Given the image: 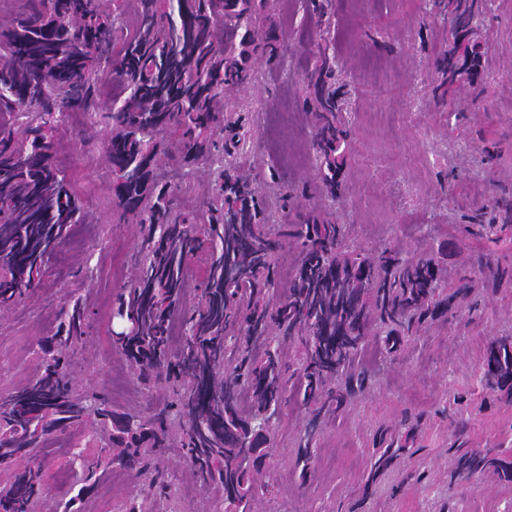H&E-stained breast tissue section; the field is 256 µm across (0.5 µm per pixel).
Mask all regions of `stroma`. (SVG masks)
<instances>
[{"label": "stroma", "instance_id": "1", "mask_svg": "<svg viewBox=\"0 0 512 512\" xmlns=\"http://www.w3.org/2000/svg\"><path fill=\"white\" fill-rule=\"evenodd\" d=\"M331 11L336 55L353 104L344 115L352 136L341 191L333 200L321 194L302 109L304 71L316 39V18L306 0H277L279 59L255 57L254 81L224 93L225 120L241 124L239 175L265 192L277 224L291 220L278 194L286 186L298 190L299 206L332 211L349 240L373 252L391 248L417 255L460 241L462 216L483 212L497 198L512 200V0H492L474 37L483 50L485 90L479 95L463 81L448 94L436 92L440 76L434 64L453 41L443 14L430 13L425 0H332ZM103 129L79 112L67 114L57 129L55 162L71 177L85 220L54 255L35 294L0 312V395L36 373V340L74 296L98 317L96 334L74 352L77 378L110 392L115 409L145 414L157 398L139 386L107 335L112 300L132 275L140 237L137 225L112 221V172L99 141ZM80 131L88 145L76 140ZM158 175L177 186L183 208L206 211L208 161L190 176L172 164L160 166ZM503 330H512V284L480 298L471 319L433 324L395 359L368 348L365 359L375 377L342 414L322 423L304 483L294 459L306 411L289 405L265 471L271 492L254 512H435L445 501L454 512H512V484L491 474L466 485L448 477L454 396L467 397L472 448L512 449V406L482 405L476 376L490 337ZM116 376L126 382L125 396L111 392ZM407 410L425 414L413 455L365 487L374 433L396 425ZM100 453L99 444L80 431L49 440L40 454L48 464L41 512H57L61 501L77 493L71 481L58 480V471L71 469L77 456ZM414 470L423 472L422 481L409 480ZM168 472L176 487L175 512H218V501L199 485L179 449L169 452ZM136 490L129 474L113 471L79 508L96 512L101 502L116 504Z\"/></svg>", "mask_w": 512, "mask_h": 512}]
</instances>
